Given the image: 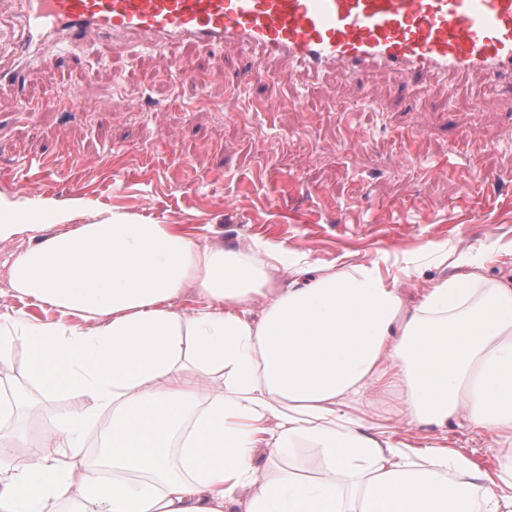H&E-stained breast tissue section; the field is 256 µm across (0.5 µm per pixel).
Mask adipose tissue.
Returning <instances> with one entry per match:
<instances>
[{"label": "adipose tissue", "instance_id": "ef3b65f1", "mask_svg": "<svg viewBox=\"0 0 512 512\" xmlns=\"http://www.w3.org/2000/svg\"><path fill=\"white\" fill-rule=\"evenodd\" d=\"M81 207L0 195V242L32 241L11 290L60 313L0 314V362L27 344L30 384L84 402L25 468L0 463V512H230L243 489L244 512H512L511 455L486 472L360 424L367 390L397 389L409 423L460 419L512 446V283L462 253L411 305L374 262L316 267L274 241L227 248L115 211L77 224ZM283 269L287 287H272ZM188 289L190 312L175 305ZM304 445L321 455L316 479L254 464L256 449Z\"/></svg>", "mask_w": 512, "mask_h": 512}]
</instances>
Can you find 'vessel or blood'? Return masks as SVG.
Here are the masks:
<instances>
[{"instance_id": "1", "label": "vessel or blood", "mask_w": 512, "mask_h": 512, "mask_svg": "<svg viewBox=\"0 0 512 512\" xmlns=\"http://www.w3.org/2000/svg\"><path fill=\"white\" fill-rule=\"evenodd\" d=\"M21 63L0 84L25 82L32 49L109 33L158 51L192 42L252 52L244 83L279 61L353 81L382 68L409 92L435 74H482L512 86V0H25Z\"/></svg>"}]
</instances>
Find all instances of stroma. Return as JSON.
Returning a JSON list of instances; mask_svg holds the SVG:
<instances>
[{
    "instance_id": "35a3bbf8",
    "label": "stroma",
    "mask_w": 512,
    "mask_h": 512,
    "mask_svg": "<svg viewBox=\"0 0 512 512\" xmlns=\"http://www.w3.org/2000/svg\"><path fill=\"white\" fill-rule=\"evenodd\" d=\"M26 34L20 0H0V65L10 66ZM188 72H175L171 61ZM244 54L213 56L191 43L159 53L136 39L97 35L51 42L34 57L23 92L0 86V194L28 198L20 174L46 166L44 199H80L75 223L117 210L175 224L187 234L246 245L285 243L317 266L378 262L408 301L455 275L467 253L486 278L512 279V91L479 74L429 78L400 94L372 70L351 85L341 75L267 64L239 90ZM78 93V108L60 101ZM243 94L246 106L234 105ZM384 100L373 111L371 100ZM28 237L0 243V311L46 319L6 279ZM369 422L422 449L445 444L482 469L498 451L484 434L449 420L446 429L396 415L397 394L366 392ZM81 405L37 397L21 422L23 441L0 442V461L23 468L42 428ZM270 475L301 463L316 478L317 449L278 457L256 449Z\"/></svg>"
}]
</instances>
